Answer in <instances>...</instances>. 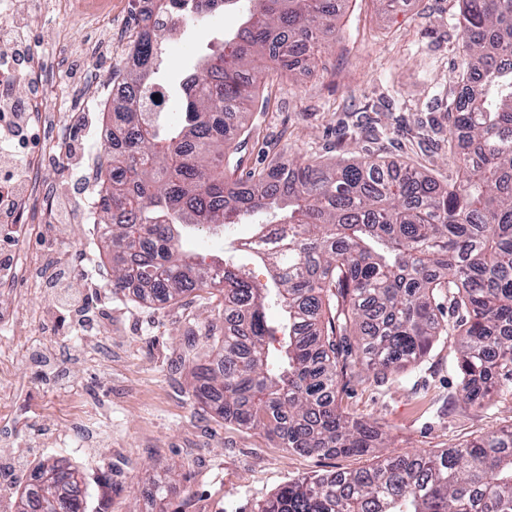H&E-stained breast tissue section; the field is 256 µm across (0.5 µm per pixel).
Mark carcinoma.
<instances>
[{
	"instance_id": "carcinoma-1",
	"label": "carcinoma",
	"mask_w": 512,
	"mask_h": 512,
	"mask_svg": "<svg viewBox=\"0 0 512 512\" xmlns=\"http://www.w3.org/2000/svg\"><path fill=\"white\" fill-rule=\"evenodd\" d=\"M461 2L464 71L448 102L458 145L448 147L443 182L368 152L224 175V146L244 130L240 108L273 79L255 62L293 72L299 47L334 33L339 0H157L158 12L189 23L244 7L239 27L184 77L181 119L168 126L137 108L155 87L160 34L133 41L135 64L112 112V131L127 136L112 152V193L96 223L112 244L114 291L157 305L223 296L224 334L209 327L215 352L197 365L194 386L222 419L309 455L385 448L381 427L340 410L341 380L364 373L385 383L448 334L459 337L464 404L486 408L495 390H512V0ZM271 212L250 249L270 267L268 285L181 247L186 226ZM271 300L285 318L276 355ZM34 477L16 512H80L75 469L54 463ZM257 512H512V429L291 481Z\"/></svg>"
}]
</instances>
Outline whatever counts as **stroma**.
Here are the masks:
<instances>
[{
  "mask_svg": "<svg viewBox=\"0 0 512 512\" xmlns=\"http://www.w3.org/2000/svg\"><path fill=\"white\" fill-rule=\"evenodd\" d=\"M458 0H344L336 30L320 54L321 67L275 78L248 106L244 135L229 148L240 173L287 162L297 155L338 160L370 150L397 163L448 173V103L458 88L462 39L454 20ZM235 11L183 27L177 47L166 48L155 74L168 97L163 119L174 122L179 81L223 32L235 29ZM59 29L87 41L96 32L80 17L42 14L32 28L34 46L52 57L69 85L88 69L109 83L118 58L90 59L80 52L55 56L51 35ZM50 110L62 134V150L42 175L71 217L32 229L20 214L17 232L0 231V258L23 254L44 265L46 284L15 280L0 295V358L13 362L16 391L0 394V427L16 424L11 440L0 438V512H14L38 464L61 461L82 474L88 495L82 512H156L155 487L168 480L167 512H183L187 500L199 512H256L288 482L313 473L359 471L377 453L319 456L281 447L264 433L224 421L193 396L194 369L214 343L206 333L219 299L203 293L150 306L131 293H113L112 263L100 229L84 216L89 172L109 165L102 113L73 112L54 99ZM377 121L385 130L376 143L340 142L347 116ZM252 225L226 231L194 230L187 247L199 259H224L244 267L252 281L267 283L270 270L239 248ZM76 273L70 291L86 301L78 312L62 305L51 281L55 264ZM456 339L441 337L421 363L398 379L378 384L351 379L341 395L345 415L377 423L388 434L389 453L438 452L512 426V395H496L487 408L463 404L456 372ZM111 442L88 450L83 422Z\"/></svg>",
  "mask_w": 512,
  "mask_h": 512,
  "instance_id": "1",
  "label": "stroma"
}]
</instances>
